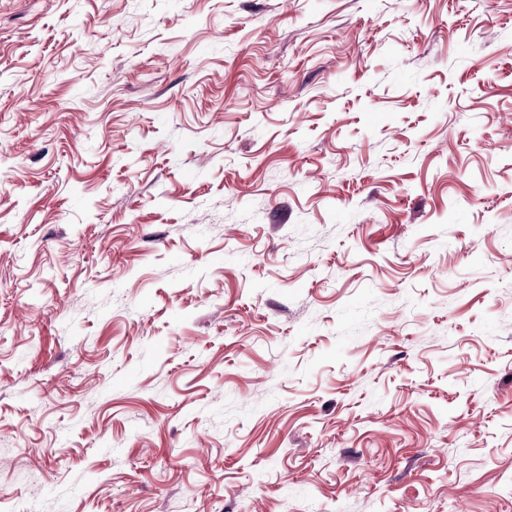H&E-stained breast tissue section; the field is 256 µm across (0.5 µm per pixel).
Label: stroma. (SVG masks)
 I'll list each match as a JSON object with an SVG mask.
<instances>
[{
    "label": "stroma",
    "instance_id": "35a3bbf8",
    "mask_svg": "<svg viewBox=\"0 0 512 512\" xmlns=\"http://www.w3.org/2000/svg\"><path fill=\"white\" fill-rule=\"evenodd\" d=\"M512 512V0H0V512Z\"/></svg>",
    "mask_w": 512,
    "mask_h": 512
}]
</instances>
